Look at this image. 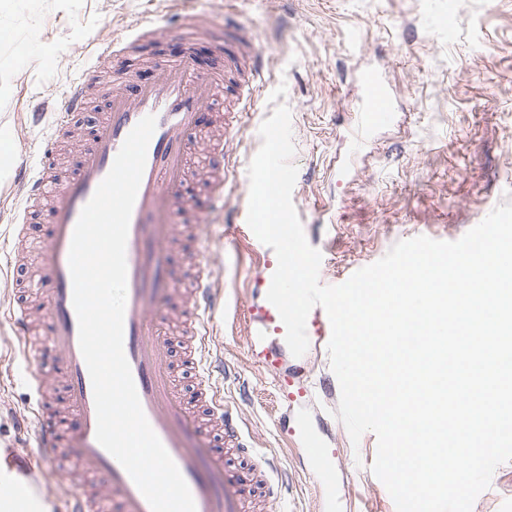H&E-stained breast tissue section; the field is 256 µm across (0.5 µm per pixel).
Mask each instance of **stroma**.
<instances>
[{
    "instance_id": "1",
    "label": "stroma",
    "mask_w": 512,
    "mask_h": 512,
    "mask_svg": "<svg viewBox=\"0 0 512 512\" xmlns=\"http://www.w3.org/2000/svg\"><path fill=\"white\" fill-rule=\"evenodd\" d=\"M202 20L221 18L251 29L264 63L265 85L239 128L224 137L226 205L207 212V192L193 190L194 211L173 212L172 223L196 225L201 248L222 296L210 324V348L224 357V401L242 418L261 453L277 460L288 484L273 512H394L374 475L377 437L359 443L336 418L340 385L330 365L331 324L314 307L306 328L317 341L302 357L273 350L274 367L247 355V336L260 327L267 290L257 239L239 220L248 208V167L261 147V123L275 106L291 110L292 200L309 244L322 255L325 282L339 285L382 258L397 242L417 236L455 241L497 205L512 202V0H188ZM181 14L170 0H0V128L9 132L16 161H41L47 127L29 112L53 99L70 80L92 76L96 94L79 118V135L57 182L76 171L80 149L111 97L112 73L132 71L149 81L161 67L191 51L200 72L224 58L209 37L181 38ZM166 27L159 42L137 44L89 72L86 61L103 41H124L139 25ZM374 70L387 81L395 111L362 147L349 136L360 76ZM23 190L13 173L0 175V259L13 246L11 219ZM35 367L52 383L57 405L66 394L56 354L19 349L0 312V464L20 468L51 505L91 494L94 481L75 457L44 467L35 437L16 417L35 403L27 378ZM296 400L282 403L280 379ZM304 416L335 453L336 497L323 499L312 461L296 447L284 417ZM472 512H512V461L499 465Z\"/></svg>"
}]
</instances>
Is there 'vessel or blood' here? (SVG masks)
<instances>
[{
	"label": "vessel or blood",
	"instance_id": "b4317fda",
	"mask_svg": "<svg viewBox=\"0 0 512 512\" xmlns=\"http://www.w3.org/2000/svg\"><path fill=\"white\" fill-rule=\"evenodd\" d=\"M211 35L224 49V73L231 91L224 112L225 128H232L246 87L256 79L262 61L254 50L253 32L231 23L216 25ZM215 75L199 74L191 57L177 60L163 69L156 80L141 84L128 80L114 85L111 103L100 115L92 140L81 152L77 174L67 183L54 182L45 169L18 165L15 175L25 191L15 227L23 235L22 221L31 208L44 203L52 217L49 242L41 254V267L50 288L42 301L50 322L47 340L59 354V371L65 380L66 412L45 414V386L38 369H30L28 382L38 399L31 423L40 448L55 455L61 448L73 450L77 460L97 483L93 498L79 496L68 503L67 512H151L150 506L131 477L96 440V410L93 387L79 346L78 319L73 306L69 250L75 225L83 207L109 173L124 140L145 116L156 118L149 142L142 180L133 207L127 246V299L123 348L131 368L144 414L187 482L196 512H251L254 495L269 497L276 471L272 459H258L257 450L244 434L238 418L223 403L216 385L224 375V361L209 352L204 333L209 315L217 308L215 281L198 271L188 299L190 333L185 348L197 380L193 401H185L171 382L166 365L169 340L159 323L170 313L165 303L178 284L166 269L165 253L175 226L168 217L189 204L182 189L191 172L187 156L209 122L204 107L210 97ZM89 103L86 80L75 79L58 94L45 145L53 154L58 143L72 136V123ZM352 133L363 140L375 127L388 122L392 101L385 83L377 76L365 79V90L356 108ZM9 320L19 343L31 336L33 314L18 304L8 307ZM265 328L251 332L247 344L255 362L269 364L267 347L272 340H284L286 328L274 305L264 309ZM75 413L80 425L67 433L68 413ZM295 430L307 455L315 463V477L323 496L336 490V468L319 433L305 421ZM234 449L244 468L233 465L213 467L202 475L200 460L213 440Z\"/></svg>",
	"mask_w": 512,
	"mask_h": 512
}]
</instances>
